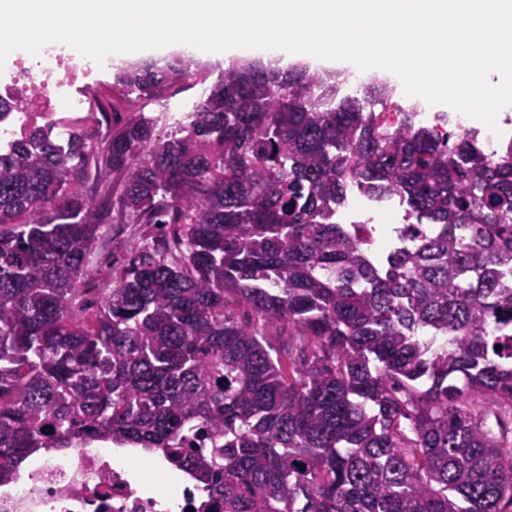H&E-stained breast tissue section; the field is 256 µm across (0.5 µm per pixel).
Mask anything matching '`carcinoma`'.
<instances>
[{
  "mask_svg": "<svg viewBox=\"0 0 512 512\" xmlns=\"http://www.w3.org/2000/svg\"><path fill=\"white\" fill-rule=\"evenodd\" d=\"M203 72L163 141L140 112L96 150L38 128L0 152V485L83 434L160 454L221 512H512V443L468 405L512 404V142L489 160L384 78L340 98L347 71L260 58L128 61L112 88ZM107 169L113 216L82 189ZM353 184L401 198L409 243L336 222ZM109 219L180 229L143 233L81 316Z\"/></svg>",
  "mask_w": 512,
  "mask_h": 512,
  "instance_id": "cac0c4a2",
  "label": "carcinoma"
}]
</instances>
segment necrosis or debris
Segmentation results:
<instances>
[{"label": "necrosis or debris", "mask_w": 512, "mask_h": 512, "mask_svg": "<svg viewBox=\"0 0 512 512\" xmlns=\"http://www.w3.org/2000/svg\"><path fill=\"white\" fill-rule=\"evenodd\" d=\"M111 60L96 63L61 42L39 55L13 51L0 70V107L17 106L16 116L0 120V150L34 128L55 127L58 115L87 112V82L111 74ZM144 461L132 448L110 441L74 440L55 456H40L0 486V512H206L208 495L188 476L144 480Z\"/></svg>", "instance_id": "necrosis-or-debris-1"}]
</instances>
